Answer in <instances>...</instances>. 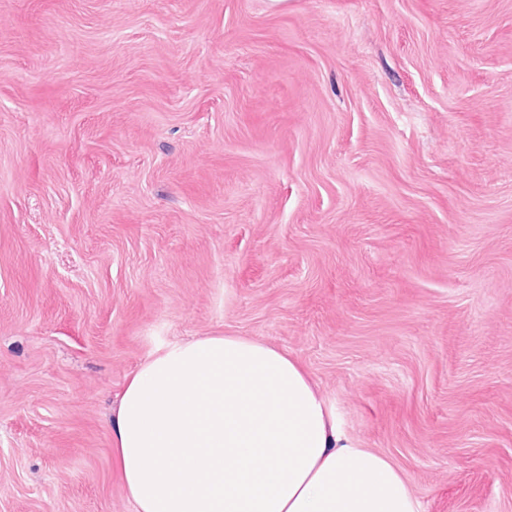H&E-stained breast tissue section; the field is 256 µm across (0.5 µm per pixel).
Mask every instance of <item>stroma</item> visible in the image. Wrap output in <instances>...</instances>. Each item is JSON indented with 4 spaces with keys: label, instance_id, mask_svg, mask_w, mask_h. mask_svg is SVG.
I'll list each match as a JSON object with an SVG mask.
<instances>
[{
    "label": "stroma",
    "instance_id": "35a3bbf8",
    "mask_svg": "<svg viewBox=\"0 0 512 512\" xmlns=\"http://www.w3.org/2000/svg\"><path fill=\"white\" fill-rule=\"evenodd\" d=\"M216 334L512 512V0H0V512H135L115 396Z\"/></svg>",
    "mask_w": 512,
    "mask_h": 512
}]
</instances>
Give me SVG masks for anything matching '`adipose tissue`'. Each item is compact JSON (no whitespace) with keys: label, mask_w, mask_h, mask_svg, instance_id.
I'll use <instances>...</instances> for the list:
<instances>
[{"label":"adipose tissue","mask_w":512,"mask_h":512,"mask_svg":"<svg viewBox=\"0 0 512 512\" xmlns=\"http://www.w3.org/2000/svg\"><path fill=\"white\" fill-rule=\"evenodd\" d=\"M112 444L136 512H421L401 469L346 434L300 362L246 336L143 361Z\"/></svg>","instance_id":"ef3b65f1"}]
</instances>
